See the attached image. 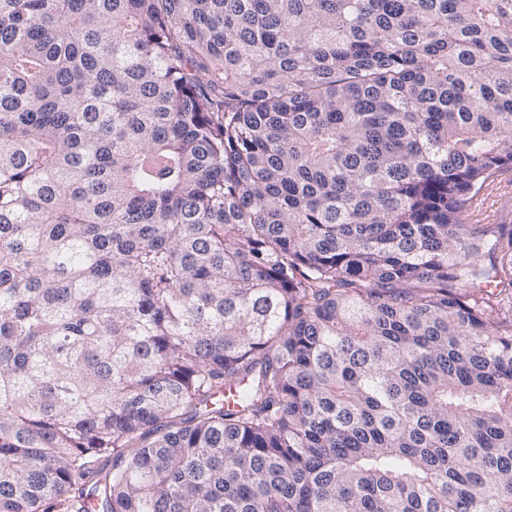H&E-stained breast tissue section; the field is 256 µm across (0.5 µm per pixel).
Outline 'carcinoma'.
<instances>
[{"mask_svg":"<svg viewBox=\"0 0 512 512\" xmlns=\"http://www.w3.org/2000/svg\"><path fill=\"white\" fill-rule=\"evenodd\" d=\"M507 164L512 0H0V512H512ZM464 214L466 224H512V165L498 169L481 191L465 202Z\"/></svg>","mask_w":512,"mask_h":512,"instance_id":"carcinoma-1","label":"carcinoma"}]
</instances>
